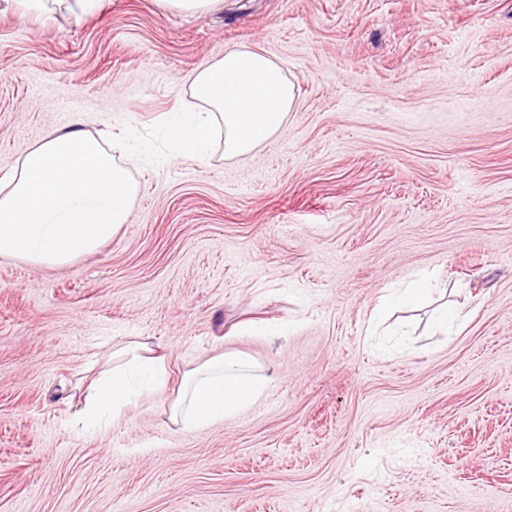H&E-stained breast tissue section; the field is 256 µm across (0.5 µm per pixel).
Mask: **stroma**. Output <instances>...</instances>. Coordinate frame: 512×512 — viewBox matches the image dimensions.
<instances>
[{"label":"stroma","mask_w":512,"mask_h":512,"mask_svg":"<svg viewBox=\"0 0 512 512\" xmlns=\"http://www.w3.org/2000/svg\"><path fill=\"white\" fill-rule=\"evenodd\" d=\"M25 7L0 0V181L78 129L140 191L98 252L0 255V512H512V0ZM237 47L294 82L283 131L175 156L167 114ZM416 276L425 304L381 307ZM132 340L172 386L82 428ZM221 351L269 388L181 430L175 381ZM168 9L186 14H205L220 0H162Z\"/></svg>","instance_id":"1"}]
</instances>
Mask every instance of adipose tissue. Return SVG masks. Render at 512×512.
<instances>
[{
    "mask_svg": "<svg viewBox=\"0 0 512 512\" xmlns=\"http://www.w3.org/2000/svg\"><path fill=\"white\" fill-rule=\"evenodd\" d=\"M197 112H176L169 131L185 152L201 156L212 129L224 128V153L244 156L282 130L296 89L265 53L237 48L194 75ZM137 186L102 143L79 130L50 135L28 151L0 184V254L45 267L95 252L126 224ZM268 376L245 358L221 353L187 373L170 419L191 431L237 414L266 391ZM167 372L148 344L114 350L88 388L84 421L120 417L138 396L161 391Z\"/></svg>",
    "mask_w": 512,
    "mask_h": 512,
    "instance_id": "obj_1",
    "label": "adipose tissue"
}]
</instances>
